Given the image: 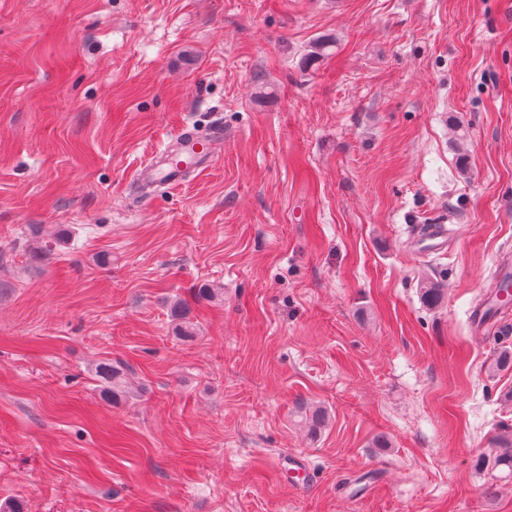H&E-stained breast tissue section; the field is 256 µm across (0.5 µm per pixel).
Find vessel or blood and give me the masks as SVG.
Returning <instances> with one entry per match:
<instances>
[{
    "mask_svg": "<svg viewBox=\"0 0 512 512\" xmlns=\"http://www.w3.org/2000/svg\"><path fill=\"white\" fill-rule=\"evenodd\" d=\"M223 139L224 129L220 125H211L204 131L184 126L169 151L146 164L137 180L148 188L179 183L188 168H206L215 163ZM414 242L418 247L435 251L447 249L448 227L444 224L429 225L425 233L415 237Z\"/></svg>",
    "mask_w": 512,
    "mask_h": 512,
    "instance_id": "obj_1",
    "label": "vessel or blood"
}]
</instances>
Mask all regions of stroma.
I'll return each instance as SVG.
<instances>
[{
    "label": "stroma",
    "instance_id": "obj_1",
    "mask_svg": "<svg viewBox=\"0 0 512 512\" xmlns=\"http://www.w3.org/2000/svg\"><path fill=\"white\" fill-rule=\"evenodd\" d=\"M509 251L512 0H0V507L512 512ZM223 140L224 128L218 124L211 125L206 131L185 125L169 151L140 170L137 181L147 188L178 184L190 165L206 168L215 163ZM413 244L419 248H429L433 251L448 248V227L444 224H429L428 230L414 237ZM98 376L106 383L103 394L112 401H116L126 396L128 391L127 382L123 370L120 366L104 363L97 367Z\"/></svg>",
    "mask_w": 512,
    "mask_h": 512
}]
</instances>
